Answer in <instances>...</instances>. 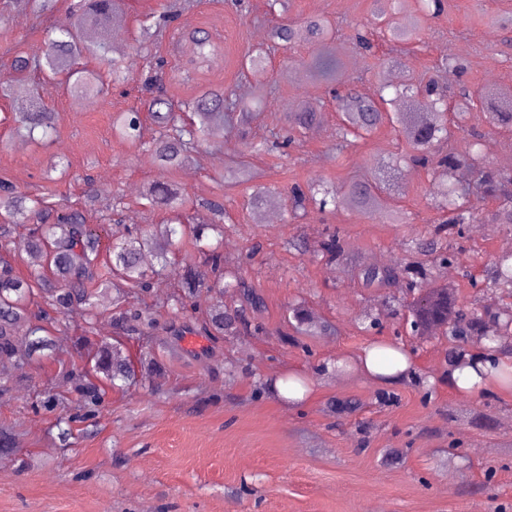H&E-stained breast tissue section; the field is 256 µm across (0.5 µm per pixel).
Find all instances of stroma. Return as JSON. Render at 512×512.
Instances as JSON below:
<instances>
[{"mask_svg":"<svg viewBox=\"0 0 512 512\" xmlns=\"http://www.w3.org/2000/svg\"><path fill=\"white\" fill-rule=\"evenodd\" d=\"M266 0H250L244 12L234 0H178L175 29H193L219 38L222 60L183 81L184 60L174 39L156 45L167 59L164 90L182 101L213 89L250 97L252 86L238 74L248 50L267 47L275 23ZM440 14L428 17L417 40L383 42L389 81L429 77L434 63L451 57L463 72L441 73L448 87L512 89V42L501 28L512 18V0H441ZM158 0H127L114 21L109 46L124 47L123 80L107 97L89 95L73 103L64 78L42 82L45 106L57 114V138L46 148L13 133V118L30 102L24 92L0 97V181L83 211L100 235L114 220L144 230L166 221L162 208H149L144 185L159 172L145 143L159 135L143 119L139 144L112 136V116L141 107L144 53L133 50L138 21L155 11ZM387 12L394 27L407 26L419 12L418 0H293L291 19L324 17L337 23L340 38L304 43L271 56L267 77L274 87L265 112L284 114L299 97H318L337 88L319 74L315 60L329 52L344 63L349 86L365 97L378 85L371 60L353 37L372 10ZM68 18L60 0L55 14L36 23L32 14L0 4V75L18 57L45 49L48 32ZM317 130L272 155L253 156L263 184L275 189L279 221L263 223L248 204V191L225 186V159L244 154L242 139L229 132L201 148L193 161L170 175L191 202L189 220L204 215L203 201H222L230 220L224 234V264L240 270L264 299L246 312L236 335L207 333L201 315L215 302L211 292L192 299L176 316L168 301L181 288L186 266L201 259L184 239L172 270L156 275L149 291L128 287L124 306L142 310L153 325L138 332L117 326L120 309L111 289L96 290L94 315L83 306L49 327L53 347L24 370L0 372V512H512V394L466 395L448 385L447 336L408 335L404 322L412 296L405 287H364L357 270L369 256L388 264L422 260L427 281L458 288L479 308L502 309L512 295L486 280L490 257L503 253L512 228L472 224L464 236L449 237L452 266L411 252L412 241L431 238L439 213L431 204L438 183L427 171L395 165L407 147L400 127L379 128L359 148L337 154L335 105L325 109ZM463 132L454 134L456 151L480 141L485 159L512 169V131L492 127L484 113H467ZM65 154L68 173L48 180L53 152ZM380 178L383 197L405 221L388 222L383 213L321 212L307 209L288 217L286 191L293 183L327 185ZM99 194L94 209L84 206L89 190ZM120 212H113V198ZM340 233L355 250L354 265L329 263L314 249L326 230ZM27 224H0V262L28 275L33 264L18 243L29 240ZM302 303L325 331L296 332L290 309ZM378 317L366 328V315ZM120 347L131 363L149 354L160 370L151 383L126 390L102 384L103 402L86 415L84 401L68 383L70 372L88 367L79 336ZM385 342L404 348L409 371L386 384L361 370L337 373L336 360H355L365 348ZM300 379L303 400L288 396L289 378ZM55 397V409L44 408Z\"/></svg>","mask_w":512,"mask_h":512,"instance_id":"stroma-1","label":"stroma"}]
</instances>
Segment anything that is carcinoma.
I'll return each instance as SVG.
<instances>
[{"label": "carcinoma", "mask_w": 512, "mask_h": 512, "mask_svg": "<svg viewBox=\"0 0 512 512\" xmlns=\"http://www.w3.org/2000/svg\"><path fill=\"white\" fill-rule=\"evenodd\" d=\"M57 0H11L8 7L30 12L36 20L55 10ZM126 0H81L72 7V21L55 26L49 47L32 59H18L12 71L0 79V94L6 96L17 86L27 87L35 110L20 112L15 118L16 133L35 139L40 132V141L46 145L55 142L56 114L40 102L39 83L35 73L54 78L66 73L73 78L70 94L78 101L91 93H100L102 79L93 70L74 68L76 59L85 54H104L107 50L109 23L125 11ZM172 17L168 5H163L159 15H147L139 22L138 45L146 42L159 43L167 32V19ZM377 20L379 34L411 41L419 36L420 27L410 31H398L392 27L385 15ZM335 25L324 19H309L302 22L283 21L271 32V45L256 54L247 52L240 65L244 75L253 78V96L238 99L231 92L211 91L193 99L175 102L155 94L158 81L162 79L164 60L145 57L146 71L142 90V104L147 117L156 122L162 132L146 146L158 168L160 176L143 191V199L149 206H163L176 216L156 225L152 232L139 228L124 227L122 233L108 244L109 273L116 279L131 285H145L155 274L143 265V256L149 252L161 261L176 248L186 225L179 213L187 202L182 190L166 179V173L182 167L192 159V154L220 130L236 131L244 140L247 150L254 153H270L275 149L295 143V133L317 128L322 122L324 101L305 98L299 100L288 112V124L272 116L270 121L253 125L256 113L253 108L263 102L273 87L264 79L271 52L282 47H291L301 41L324 42L332 38ZM190 44V57L184 69L185 75L199 70L214 61L221 46L207 36H185ZM374 77L380 95L365 98L353 90L344 95L333 93L336 107L341 112V123L336 127V151L362 142L384 122L402 126L408 145L413 150L409 161L432 176L444 186L441 195L434 199L435 205L448 212L443 230L450 235H462L467 224L480 221L479 204L488 201L497 203L485 220L491 224L512 226V170L501 169L488 163L478 146L458 153L449 146L451 131L448 129V111L455 114L471 111L474 99L486 97V93L474 94L460 88L453 96L440 86L436 77L428 81L416 79L400 86H392L386 77L385 62H378ZM394 90L389 100L395 106L415 98L424 92L426 105L422 112H386L383 105L389 102L382 92ZM492 95L499 100V111L486 113L489 124L497 128L512 127V90L495 89ZM113 135L132 144L140 139V119L119 112L112 117ZM259 174L244 161H230L224 165V184L246 186L252 191L250 205L262 210L272 203L273 194L267 187L255 183ZM291 212L297 213L309 206L324 212L354 209L373 214L383 206L379 182L351 181L340 188H330L320 182L307 184V189L293 186L288 191ZM214 219L207 224L196 225L188 230L200 250L207 256L210 269L200 272L187 268L185 293L193 297L202 291L227 293L239 297L242 305L259 311L263 300L242 274L224 266V206L208 203ZM37 220V230L30 239V251L37 257H46L53 262L59 278V288L48 297L47 305L58 314H66L73 305L93 309L92 292L85 284L99 276L101 265V238L85 224L84 216L77 210L51 212L44 201L31 198L10 186L0 187V221L5 224H27ZM317 254L330 263L341 262L347 256V244L337 232L328 233L317 242ZM368 288H384L401 279H407L410 288L419 287V280L426 273L415 262L405 266L368 267L358 272ZM41 273L32 272L24 278L16 275L8 266L0 267V361L30 360L49 346L46 329L33 322L28 315V306L34 299L32 282ZM488 280L498 287L512 288V254L504 253L491 263ZM426 303L417 306L412 318L421 327L448 326V335L476 336L472 347L483 348L491 353H504L502 337L512 333L508 325L512 310L482 312L472 301L461 298L448 286L427 289ZM238 311L229 309L223 301L210 308L206 324L218 332L229 333L236 329ZM96 372L111 383L120 380L129 383L134 379V370L128 359L119 350L106 342L101 343L95 354ZM78 391L88 407L94 408L101 401V391L92 382L78 384Z\"/></svg>", "instance_id": "obj_1"}]
</instances>
